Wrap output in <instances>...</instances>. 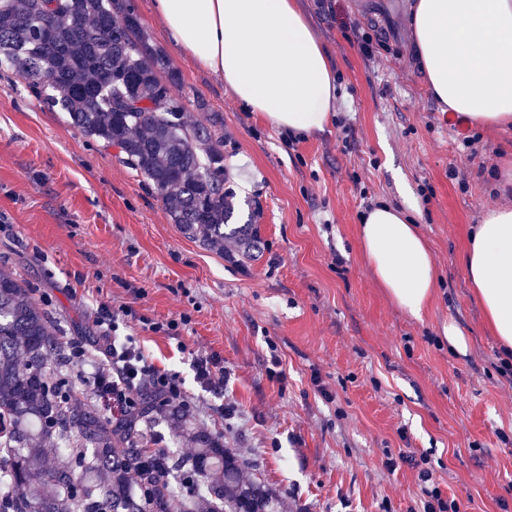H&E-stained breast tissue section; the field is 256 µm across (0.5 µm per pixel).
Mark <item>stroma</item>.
<instances>
[{
  "label": "stroma",
  "instance_id": "obj_1",
  "mask_svg": "<svg viewBox=\"0 0 512 512\" xmlns=\"http://www.w3.org/2000/svg\"><path fill=\"white\" fill-rule=\"evenodd\" d=\"M413 2L298 0L336 75V112L326 132L291 139L174 48L151 0H133L177 76L187 122L223 124L232 221L260 226L242 263L185 238L116 149L0 71V264L29 284L62 336L87 347L100 342L97 303L132 307L138 318L121 333L180 372L200 427L223 434L245 475L288 512H423L416 470L385 466L402 452L436 460L460 512H512V381L495 369L502 353L462 264L471 226L512 175V127L470 125L433 99L414 57ZM412 198L438 272L419 320L379 286L357 235L369 209ZM182 313L190 322L175 339L139 322ZM452 325L466 354L448 349ZM198 349L223 357L224 396L195 382ZM226 400L239 410L230 424Z\"/></svg>",
  "mask_w": 512,
  "mask_h": 512
}]
</instances>
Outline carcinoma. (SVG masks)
Wrapping results in <instances>:
<instances>
[{
    "instance_id": "1",
    "label": "carcinoma",
    "mask_w": 512,
    "mask_h": 512,
    "mask_svg": "<svg viewBox=\"0 0 512 512\" xmlns=\"http://www.w3.org/2000/svg\"><path fill=\"white\" fill-rule=\"evenodd\" d=\"M0 67L35 98L140 174L185 237L248 259L257 224H229L222 124L188 125L185 101L159 72L130 0H0ZM71 366L49 313L25 281L0 265V512H288L260 479H245L224 437L192 412L143 392L137 415L109 425L70 383ZM166 423L188 457L160 441ZM195 475L196 503L181 481Z\"/></svg>"
}]
</instances>
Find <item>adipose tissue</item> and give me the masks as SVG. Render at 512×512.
<instances>
[{"mask_svg": "<svg viewBox=\"0 0 512 512\" xmlns=\"http://www.w3.org/2000/svg\"><path fill=\"white\" fill-rule=\"evenodd\" d=\"M170 43L275 128L324 132L336 78L296 0H153ZM409 25L432 96L483 126L512 123V0H414ZM376 281L422 319L437 286L434 254L405 210L381 204L358 229ZM464 268L501 347L512 350V207L470 233Z\"/></svg>", "mask_w": 512, "mask_h": 512, "instance_id": "ef3b65f1", "label": "adipose tissue"}]
</instances>
